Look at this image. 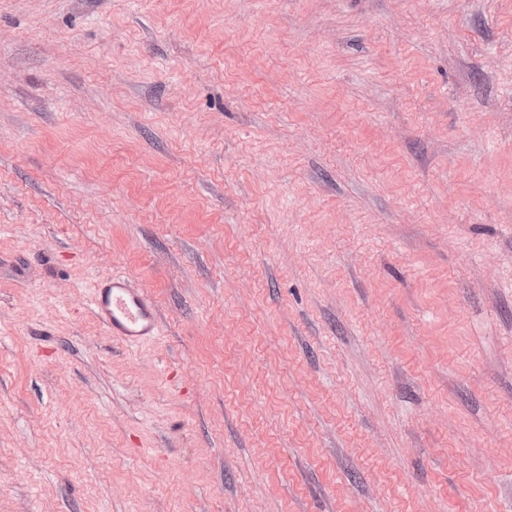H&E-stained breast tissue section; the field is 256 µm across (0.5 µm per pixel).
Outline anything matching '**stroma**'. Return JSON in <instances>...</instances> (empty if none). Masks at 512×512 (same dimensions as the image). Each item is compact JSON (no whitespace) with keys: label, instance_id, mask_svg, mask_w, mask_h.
<instances>
[{"label":"stroma","instance_id":"stroma-1","mask_svg":"<svg viewBox=\"0 0 512 512\" xmlns=\"http://www.w3.org/2000/svg\"><path fill=\"white\" fill-rule=\"evenodd\" d=\"M0 512H512V0H0ZM90 304L108 333L128 345H137L160 335L154 300L146 289L128 276L111 273L96 279Z\"/></svg>","mask_w":512,"mask_h":512}]
</instances>
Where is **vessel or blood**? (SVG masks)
Listing matches in <instances>:
<instances>
[{"instance_id":"1","label":"vessel or blood","mask_w":512,"mask_h":512,"mask_svg":"<svg viewBox=\"0 0 512 512\" xmlns=\"http://www.w3.org/2000/svg\"><path fill=\"white\" fill-rule=\"evenodd\" d=\"M90 304L108 333L126 344L137 345L160 334L154 300L128 276L111 273L96 279Z\"/></svg>"}]
</instances>
